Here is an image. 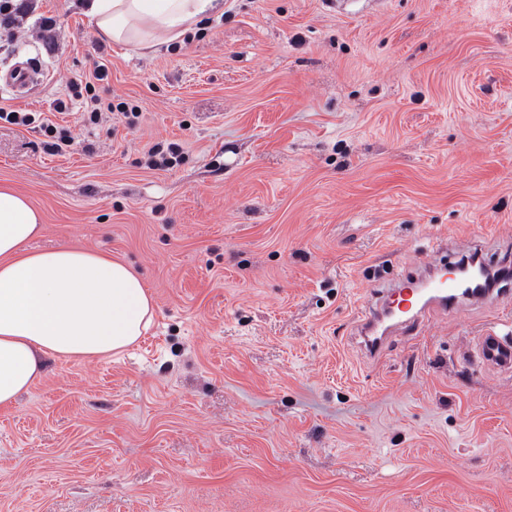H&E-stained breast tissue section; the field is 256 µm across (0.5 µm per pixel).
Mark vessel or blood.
Returning a JSON list of instances; mask_svg holds the SVG:
<instances>
[{
    "label": "vessel or blood",
    "instance_id": "b4317fda",
    "mask_svg": "<svg viewBox=\"0 0 512 512\" xmlns=\"http://www.w3.org/2000/svg\"><path fill=\"white\" fill-rule=\"evenodd\" d=\"M40 69L25 62L0 75V85L22 93L39 79ZM493 290L482 287L480 280L458 286L447 276V269L430 264L403 280L376 289L362 311L356 328L359 346L370 359H380L388 340L398 329L409 328L430 312L460 310L476 303H496ZM477 360L490 370L512 373V342L490 330L475 341Z\"/></svg>",
    "mask_w": 512,
    "mask_h": 512
}]
</instances>
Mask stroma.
<instances>
[{
    "instance_id": "stroma-1",
    "label": "stroma",
    "mask_w": 512,
    "mask_h": 512,
    "mask_svg": "<svg viewBox=\"0 0 512 512\" xmlns=\"http://www.w3.org/2000/svg\"><path fill=\"white\" fill-rule=\"evenodd\" d=\"M58 48L0 50L43 77L0 105L75 142L0 125V184L42 215L27 248H90L151 293L122 354L48 359L0 408V512H512V374L468 356L512 301L427 316L366 358L379 282L477 237L512 261V0H221L182 40L107 46L84 125L54 110L99 43L42 0ZM175 141L165 169L145 146ZM96 51L99 60L95 63L89 78H86L84 87L74 81L69 82L64 97L55 100L54 109L61 113L70 110L75 104H81L84 109L82 114L85 124L101 126L112 121V115L117 114V116L120 115V119H125V123L129 127H135L140 117V112L135 106L129 108L124 103H119L113 108L112 102L107 103L106 107L103 106L102 99L97 93V87L105 88V84H108L109 71L105 63L104 46L98 45ZM39 128L43 135L49 138L40 142V147L44 153L59 154L74 143V138L69 128H60L44 119L40 121ZM183 147L178 143H168L166 149L162 143H155L144 151L148 167L157 169L174 166L184 158Z\"/></svg>"
}]
</instances>
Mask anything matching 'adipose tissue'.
I'll list each match as a JSON object with an SVG mask.
<instances>
[{
    "mask_svg": "<svg viewBox=\"0 0 512 512\" xmlns=\"http://www.w3.org/2000/svg\"><path fill=\"white\" fill-rule=\"evenodd\" d=\"M216 0H91L99 36L141 50L180 40ZM41 230L28 199L0 188V407L11 406L46 357L90 361L135 344L155 318L142 278L125 262L61 246L32 252Z\"/></svg>",
    "mask_w": 512,
    "mask_h": 512,
    "instance_id": "1",
    "label": "adipose tissue"
}]
</instances>
